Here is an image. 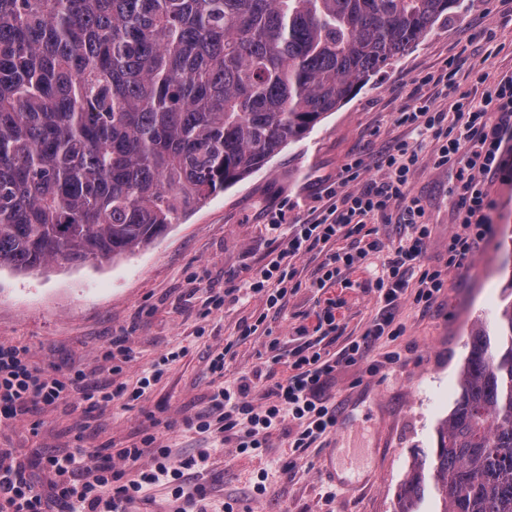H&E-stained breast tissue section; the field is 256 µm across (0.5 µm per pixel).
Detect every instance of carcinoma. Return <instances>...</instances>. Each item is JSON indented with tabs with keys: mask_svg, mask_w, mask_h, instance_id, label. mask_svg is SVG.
Instances as JSON below:
<instances>
[{
	"mask_svg": "<svg viewBox=\"0 0 512 512\" xmlns=\"http://www.w3.org/2000/svg\"><path fill=\"white\" fill-rule=\"evenodd\" d=\"M457 0H0V267L116 260L261 169ZM400 512H512V299Z\"/></svg>",
	"mask_w": 512,
	"mask_h": 512,
	"instance_id": "cac0c4a2",
	"label": "carcinoma"
}]
</instances>
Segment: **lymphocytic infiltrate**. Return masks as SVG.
Returning a JSON list of instances; mask_svg holds the SVG:
<instances>
[{
	"instance_id": "f902f5d3",
	"label": "lymphocytic infiltrate",
	"mask_w": 512,
	"mask_h": 512,
	"mask_svg": "<svg viewBox=\"0 0 512 512\" xmlns=\"http://www.w3.org/2000/svg\"><path fill=\"white\" fill-rule=\"evenodd\" d=\"M452 108L461 122L450 128L445 125V113L436 111L426 96L397 118L398 125L431 134L436 142L431 155L435 167L456 171L462 230L448 239L444 267H432L423 260L431 230L423 206L409 191L420 161L417 146L405 139L397 141L378 158L376 176L366 180L360 177L361 160L353 159L344 177L327 188L325 203L313 208L311 219L289 225L277 258L253 277L249 291L266 309L278 310L289 291L298 287L295 259L321 255L319 274L309 285L322 288L382 251L386 260L375 279L380 317L336 352L306 345L285 359L278 340H271L270 357L287 363L288 377L266 385L257 370L241 377L234 388H219L193 423L198 432L234 443L240 454L265 447L272 430L287 422L293 426L289 447L303 451L322 441L337 425L336 408L324 389L338 368L367 360L381 340L400 338L404 327L396 322L393 311L405 295H412L420 309H430L445 290L446 269L468 259L487 238L493 203L485 183L512 172L506 159L512 152V75L502 77L481 97L461 95ZM395 207L409 233L388 247L378 237L375 223L388 218ZM349 238L354 239V248L343 247V240ZM151 385L146 376L134 388L114 380L92 386L86 384L83 373H48L32 366L26 347L0 343V424L17 422L33 405H53L76 396L91 408L116 402L131 408L146 399ZM208 456L204 450L198 457L172 462L170 450L157 447L151 434L140 444L107 446L90 456L48 454L40 461L50 477L48 490L29 480L25 463L0 470V512H130L146 487L165 478L175 484L174 496L180 501L177 512H205L206 490L184 488L181 480L185 471Z\"/></svg>"
}]
</instances>
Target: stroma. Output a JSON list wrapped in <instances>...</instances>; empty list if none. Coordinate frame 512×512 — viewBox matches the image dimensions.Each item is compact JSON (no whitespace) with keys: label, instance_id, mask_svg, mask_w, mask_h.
Returning <instances> with one entry per match:
<instances>
[{"label":"stroma","instance_id":"obj_1","mask_svg":"<svg viewBox=\"0 0 512 512\" xmlns=\"http://www.w3.org/2000/svg\"><path fill=\"white\" fill-rule=\"evenodd\" d=\"M455 66L457 92L481 94L486 82L512 73V0H459L448 21L384 69L349 102L330 113L304 139L288 145L263 168L180 215L148 247L113 262L82 267L52 266L19 274L0 269V342L25 346L33 363L56 374L83 373L103 384L110 375L101 359L112 337L130 338L133 357L121 376L129 386L155 365L164 373L146 400L129 410L116 406L84 413L76 401L35 405L22 422L0 426V448L25 458L31 480L47 485L35 464L43 451H93L105 444L125 447L150 433L170 448L174 459L210 456L193 474L204 486L213 512L229 503L235 512H399L402 482L420 453L437 445V429L459 393V379L479 324L491 322L512 284V177L493 180L488 193L496 204L493 233L461 266L449 268L447 288L437 304L421 311L402 300L396 320L405 327L397 342L381 341L372 359L397 348L402 359L369 374L362 365L339 369L326 386L330 403L344 417L322 447L292 453L284 427L272 431L266 448L240 454L186 426L203 412L214 391L263 366L269 335L286 349L320 340L317 315L336 303L339 328L333 349L362 335L380 305L371 288L385 256L375 254L348 277L318 291L308 282L319 257L296 262L301 286L284 308L265 313L259 299L241 294L223 309L208 299L228 288L241 289L282 248L285 224L310 219L327 183L341 177L352 159L361 176L375 175L377 156L408 138L396 122L419 93L434 96L447 112L452 98L438 86H420L428 74ZM435 146L425 139L422 162L410 181L431 228L424 261L439 264L448 238L461 229L453 192L455 172L434 167ZM224 353L223 375L210 362ZM335 449L325 461L326 449ZM336 467L330 478L326 466Z\"/></svg>","mask_w":512,"mask_h":512}]
</instances>
